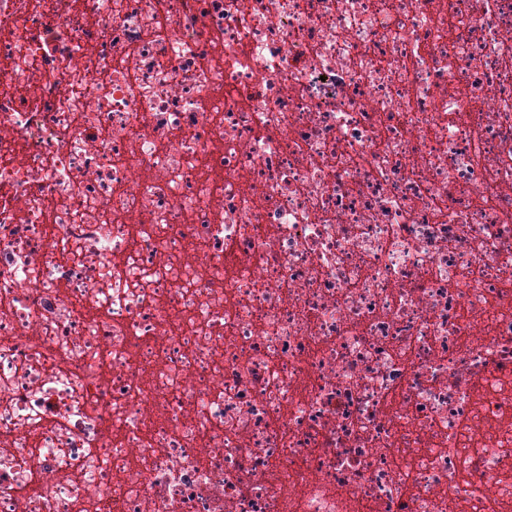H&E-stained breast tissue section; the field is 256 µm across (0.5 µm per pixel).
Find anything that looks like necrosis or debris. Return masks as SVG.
<instances>
[{
  "label": "necrosis or debris",
  "mask_w": 512,
  "mask_h": 512,
  "mask_svg": "<svg viewBox=\"0 0 512 512\" xmlns=\"http://www.w3.org/2000/svg\"><path fill=\"white\" fill-rule=\"evenodd\" d=\"M0 512H512V0H0Z\"/></svg>",
  "instance_id": "4bbe7bcc"
}]
</instances>
